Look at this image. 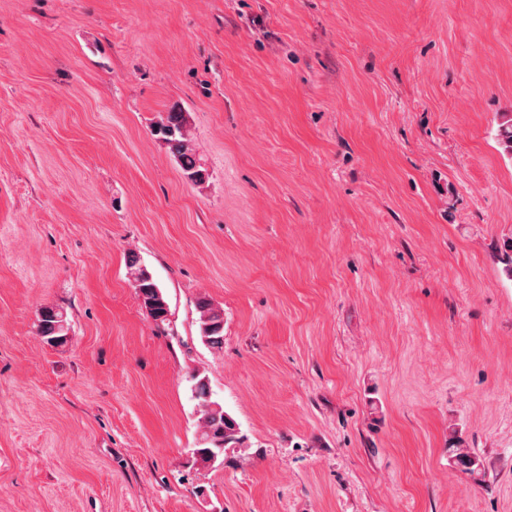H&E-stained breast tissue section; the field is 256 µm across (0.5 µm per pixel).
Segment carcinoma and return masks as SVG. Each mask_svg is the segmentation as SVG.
Segmentation results:
<instances>
[{
	"label": "carcinoma",
	"mask_w": 512,
	"mask_h": 512,
	"mask_svg": "<svg viewBox=\"0 0 512 512\" xmlns=\"http://www.w3.org/2000/svg\"><path fill=\"white\" fill-rule=\"evenodd\" d=\"M187 117L180 109L172 108L161 116L153 131L167 147L186 180L201 184L208 178L207 170L197 161L186 138ZM497 141L503 153L512 156V115L504 114L498 124ZM127 269L136 290L141 307L157 323L168 320L169 305L152 273L135 254L127 257ZM199 330L202 341L220 349L224 345V310L206 297L197 302ZM70 324L66 313L58 308L47 307L38 318V333L51 345H62L69 338ZM195 398L202 402L199 419L202 429L199 447L193 449L194 464L207 466L224 455L227 448L242 447L246 436L232 415L221 404L211 400V391L205 378L195 377ZM453 463L474 473L480 461L465 448H455Z\"/></svg>",
	"instance_id": "1"
}]
</instances>
